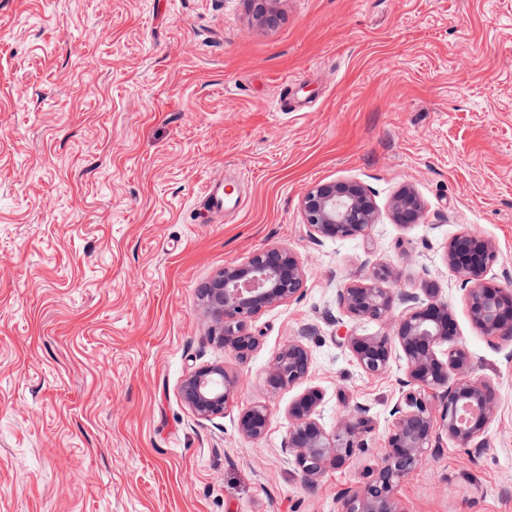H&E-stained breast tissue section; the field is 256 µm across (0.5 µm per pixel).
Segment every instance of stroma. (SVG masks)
Wrapping results in <instances>:
<instances>
[{"label":"stroma","instance_id":"stroma-1","mask_svg":"<svg viewBox=\"0 0 512 512\" xmlns=\"http://www.w3.org/2000/svg\"><path fill=\"white\" fill-rule=\"evenodd\" d=\"M0 0V512H344L381 462L408 364L365 373L339 336H388L338 293L377 264L397 289L447 302L473 378L499 409L480 450L448 439L399 483L404 512H512V342L471 322L449 240L470 231L512 286V0ZM297 81L300 111L276 101ZM240 199L201 219L206 184ZM355 179L368 234L314 239V185ZM409 184L417 224L388 205ZM296 252L304 285L256 314L238 359L210 335L204 287L254 251ZM303 339L304 383L268 391ZM237 378L224 414L195 416L192 369ZM318 420L374 417L366 451L307 481L284 450L291 403ZM266 405L258 440L241 412Z\"/></svg>","mask_w":512,"mask_h":512}]
</instances>
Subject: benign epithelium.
<instances>
[{
  "instance_id": "benign-epithelium-1",
  "label": "benign epithelium",
  "mask_w": 512,
  "mask_h": 512,
  "mask_svg": "<svg viewBox=\"0 0 512 512\" xmlns=\"http://www.w3.org/2000/svg\"><path fill=\"white\" fill-rule=\"evenodd\" d=\"M425 204L410 185L393 195L389 211L396 224H417ZM304 223L311 235L323 238L365 236L377 217L371 190L352 179L319 183L301 202ZM448 265L468 286L467 309L473 325L488 337L512 340V289L487 281L497 260L495 246L477 235L463 232L450 240ZM304 273L299 257L286 247L270 246L255 251L245 262L227 265L211 282L208 305L213 318L211 335L244 360L258 345L249 322L262 309L300 292ZM396 281L394 270L377 265L361 279L353 280L338 294L347 315L359 319L388 320L396 305L405 311L394 323L390 336H356L345 333L347 347L368 374L387 371L392 344L405 355L408 379L404 406L393 409L394 423L382 453V461L363 487L347 495L345 512H404L395 496L399 482L422 460L427 450L439 443V433L461 448H481L485 433L499 408L494 384L470 375L467 350L457 343L456 327L448 304L424 303L408 291L395 292L388 284ZM449 348L439 354L436 348ZM310 357L299 340L288 343L273 359L265 383L271 392L302 382L309 371ZM434 391L436 406L427 403L412 387ZM238 380L222 366H204L189 372L180 392L186 405L202 419L224 413ZM322 392L311 387L288 405L285 450L292 453L305 478L312 482L328 467L340 468L358 451L368 448L365 436L373 430L370 408L353 406L349 415L328 431L318 421ZM271 411L253 405L239 417V430L249 439H261L270 423Z\"/></svg>"
}]
</instances>
